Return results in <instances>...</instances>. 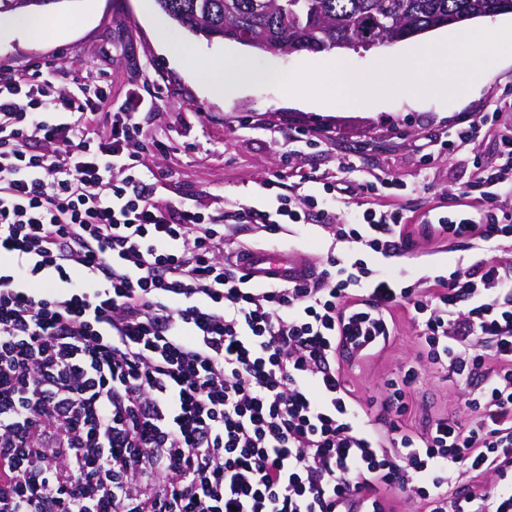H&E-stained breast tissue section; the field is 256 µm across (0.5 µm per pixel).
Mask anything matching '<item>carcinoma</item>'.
<instances>
[{
  "mask_svg": "<svg viewBox=\"0 0 512 512\" xmlns=\"http://www.w3.org/2000/svg\"><path fill=\"white\" fill-rule=\"evenodd\" d=\"M48 0H0V16ZM177 25L205 38L238 41L265 52L293 47L323 52L355 37L384 34L387 42L445 27L454 17L512 14V0H156Z\"/></svg>",
  "mask_w": 512,
  "mask_h": 512,
  "instance_id": "cac0c4a2",
  "label": "carcinoma"
}]
</instances>
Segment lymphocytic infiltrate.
I'll return each mask as SVG.
<instances>
[{"label":"lymphocytic infiltrate","instance_id":"1","mask_svg":"<svg viewBox=\"0 0 512 512\" xmlns=\"http://www.w3.org/2000/svg\"><path fill=\"white\" fill-rule=\"evenodd\" d=\"M0 77V512H512V264L457 262L420 289L369 264L412 237L401 205L351 224L310 195L207 212L160 205L142 129L108 80ZM482 206L424 214L440 236L512 242V136ZM333 224L302 281H252L239 225ZM408 310L427 360L474 415L405 432L408 369L385 429L346 387V337L383 348ZM500 360L488 367L486 351ZM490 477L484 490L450 473Z\"/></svg>","mask_w":512,"mask_h":512}]
</instances>
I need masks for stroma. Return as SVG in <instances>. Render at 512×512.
Masks as SVG:
<instances>
[{"instance_id":"stroma-1","label":"stroma","mask_w":512,"mask_h":512,"mask_svg":"<svg viewBox=\"0 0 512 512\" xmlns=\"http://www.w3.org/2000/svg\"><path fill=\"white\" fill-rule=\"evenodd\" d=\"M192 43L201 55L200 67L219 63L225 54L238 53L265 74L321 65L329 52L260 53L233 41H209L178 26L161 11L145 19L139 0H99L92 19L66 37L14 36L0 42V62L19 72L61 66L70 72L109 76L115 102L149 103L139 116L147 138L159 139L167 153L150 151L143 159L163 179L156 187L159 204H190L214 210L239 204L270 201L266 181L283 183L288 191L321 194L322 184L338 179L359 184L357 195L337 202L336 219L349 222L364 209L386 205L385 197L368 191V183L382 178L406 184L401 203L411 221L432 208L455 213L461 191L472 189L475 162L490 165L500 135L512 132V58L495 63L493 78L470 87L457 99L429 97L411 103L405 93L384 95L378 104L345 111L329 103L303 106L287 100L276 86L252 87L245 94L217 102L191 71L177 68L163 50L164 42ZM472 112H490L497 120L479 138L454 151L442 148L456 126ZM430 162H423V152ZM243 241L268 250L278 249L300 259L320 261L331 233L320 224L297 227L293 236L255 233L242 228ZM483 258L490 263L512 262V249L487 245L472 249L470 240H428L414 232L412 247L401 257L380 259V266L403 275L406 283L433 276L458 258ZM420 332L411 313L396 314V328L388 346L362 359L340 358L352 396L379 420L380 401L389 379H401L416 368L418 380L407 393L409 429L421 431L428 419L445 415L467 420L470 411L462 381L456 375L421 360Z\"/></svg>"}]
</instances>
